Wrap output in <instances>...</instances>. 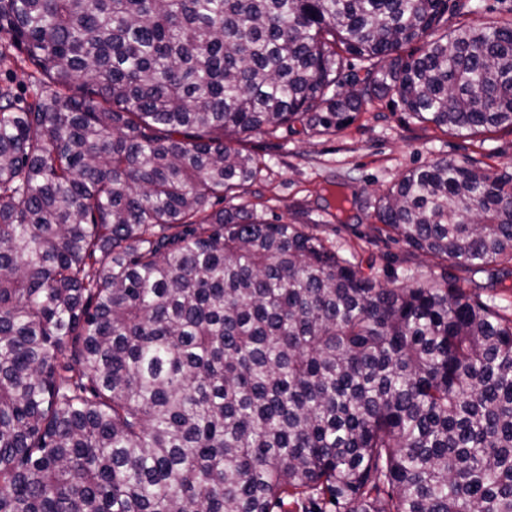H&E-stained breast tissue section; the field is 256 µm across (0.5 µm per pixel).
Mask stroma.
<instances>
[{"instance_id":"stroma-1","label":"stroma","mask_w":512,"mask_h":512,"mask_svg":"<svg viewBox=\"0 0 512 512\" xmlns=\"http://www.w3.org/2000/svg\"><path fill=\"white\" fill-rule=\"evenodd\" d=\"M239 148L264 157L268 168L240 197L272 223L301 224L362 261H374L378 275L429 277L445 284L456 272L451 262L408 256L400 244L379 237L373 217L380 197L404 172L436 159L478 163L491 173L512 172V131L457 132L421 123L385 97L367 104L358 120L333 134L302 125L276 135L254 132ZM347 183L356 197L343 221L327 209L329 191Z\"/></svg>"}]
</instances>
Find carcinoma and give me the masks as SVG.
Instances as JSON below:
<instances>
[{"instance_id": "1", "label": "carcinoma", "mask_w": 512, "mask_h": 512, "mask_svg": "<svg viewBox=\"0 0 512 512\" xmlns=\"http://www.w3.org/2000/svg\"><path fill=\"white\" fill-rule=\"evenodd\" d=\"M480 9L0 0L30 78L0 86V512H512V313L481 298L512 276V173L438 159L380 199L445 286L215 208L266 167L235 138L378 98L512 130V18L448 29Z\"/></svg>"}]
</instances>
